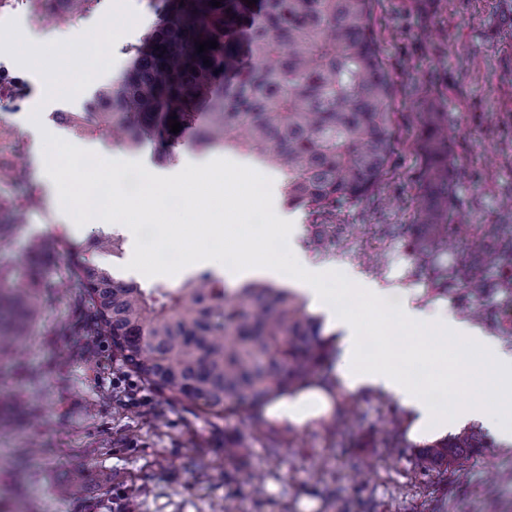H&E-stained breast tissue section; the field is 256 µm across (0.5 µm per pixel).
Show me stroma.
Segmentation results:
<instances>
[{
	"label": "stroma",
	"instance_id": "1",
	"mask_svg": "<svg viewBox=\"0 0 512 512\" xmlns=\"http://www.w3.org/2000/svg\"><path fill=\"white\" fill-rule=\"evenodd\" d=\"M0 0V22L17 20L22 33L51 28L58 39L74 38L102 17L101 0L89 13L62 19V0ZM139 15L134 29L114 47L116 61L95 86L112 82L128 65L155 20L151 0H131ZM372 23L380 56L394 81L393 152L375 191L346 208L335 224H309L306 214L285 206L281 172L267 170L276 213L302 227L300 244L316 265L349 272L335 289L349 312L359 314L367 335L379 336L380 319L411 296L417 308L448 304L456 319L496 341L512 355V326L503 318L512 307V255L499 252L487 233L491 225L512 230V0H374ZM19 79L20 89L0 86V198L27 202L11 246L0 264L21 268L31 239L66 234L83 242L99 234L94 223L75 226L62 210L56 187L44 173L43 132L109 159L143 162L155 174L180 171L199 159L225 158L249 167L256 160L223 148L201 153L182 147L170 164L157 163L152 146L131 152L99 134H75L60 120L83 111L86 94L45 101V83L33 70L0 53V69ZM437 101L448 135L453 190L448 205L454 221L470 227L469 240L455 239L443 264L481 269L475 288H435L418 270L409 240L421 237L415 221L421 142L420 114ZM38 121H31V112ZM402 228L399 237L389 225ZM387 287L383 300L355 291L357 280ZM72 300L48 301L40 322L22 348L24 371L0 374L17 400L34 405L35 425L0 426V503L14 489L24 494V512H224L233 499L237 512H485L489 478L497 480V512H512V443L494 436L485 448L468 449L465 480L412 479L417 444L385 443L384 414L394 401L359 395L363 425L342 435L329 432V418L300 427L277 420L255 425L246 414L215 418L191 401L176 399L134 381L113 356L105 337L76 336ZM94 352L86 360L85 352ZM244 441L245 455L228 458L225 443ZM27 448L43 449L29 467L14 463ZM87 473L81 495L67 479Z\"/></svg>",
	"mask_w": 512,
	"mask_h": 512
}]
</instances>
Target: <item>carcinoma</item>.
<instances>
[{"label": "carcinoma", "instance_id": "1", "mask_svg": "<svg viewBox=\"0 0 512 512\" xmlns=\"http://www.w3.org/2000/svg\"><path fill=\"white\" fill-rule=\"evenodd\" d=\"M209 2L158 0L156 21L129 67L94 91L86 111L71 113L72 122L129 150L154 144L166 164L183 146L170 132V116L186 128L204 108L210 119L195 129V149L220 146L283 171L288 205L312 224L333 223L374 190L391 156L394 83L374 38L373 0ZM208 40L218 47L197 52L196 42ZM423 123L429 133L416 223L429 233L410 242L411 255L433 272L435 287L465 288L469 271L436 265L448 250L451 184L448 139L433 100ZM15 209L0 200L1 249L20 223ZM121 247L115 235L83 244L63 235L38 238L23 274L0 266V359L29 336L51 292L74 297L84 312L76 335L107 337L122 364L153 390L215 417L324 386L322 323L296 293L261 279L231 289L209 272L169 288L118 279L89 258ZM362 419L358 401L343 399L336 424L347 429ZM481 447L474 436L441 440L419 452L416 473L451 463L462 478L465 458L448 449Z\"/></svg>", "mask_w": 512, "mask_h": 512}]
</instances>
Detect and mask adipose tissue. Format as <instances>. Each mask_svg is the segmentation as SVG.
Masks as SVG:
<instances>
[{
  "label": "adipose tissue",
  "mask_w": 512,
  "mask_h": 512,
  "mask_svg": "<svg viewBox=\"0 0 512 512\" xmlns=\"http://www.w3.org/2000/svg\"><path fill=\"white\" fill-rule=\"evenodd\" d=\"M185 266L235 279L266 272L286 273L311 307L325 313L328 332L338 336L341 346L335 366L338 387L351 392L379 391L390 396L400 405L410 424L409 438L432 441L468 424L481 423L493 426L499 439L512 443V425L495 423L492 401L473 387V370L478 367L488 373L492 384L512 391V357L502 354L491 340L454 320L447 310L428 314L407 305L401 309L398 321L413 340L409 356L430 363L434 368L431 386L448 393V407L442 410L432 403L428 388L419 384L388 350H380L373 357L364 355L361 321L342 312L330 288L337 276L336 269L310 264L298 245H291L290 256L282 263L269 258L259 243L242 246L236 266L231 270L225 268L222 255L191 247L186 251ZM451 336L462 337L477 352L476 364L449 360L443 342ZM328 406L324 393L312 391L280 399L271 413L280 422L298 426L322 415Z\"/></svg>",
  "instance_id": "1"
}]
</instances>
